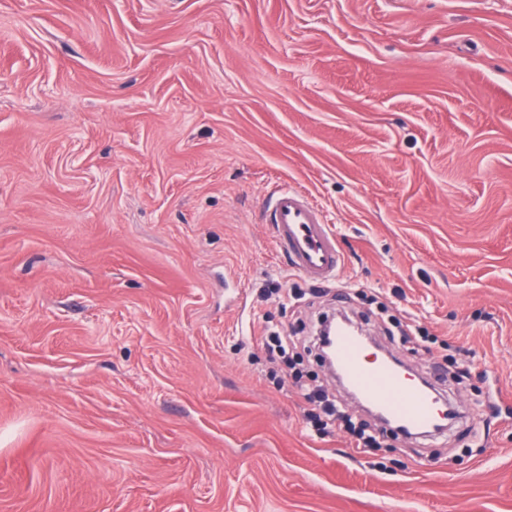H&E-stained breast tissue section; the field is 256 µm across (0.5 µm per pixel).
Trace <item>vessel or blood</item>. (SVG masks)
<instances>
[{
    "mask_svg": "<svg viewBox=\"0 0 512 512\" xmlns=\"http://www.w3.org/2000/svg\"><path fill=\"white\" fill-rule=\"evenodd\" d=\"M266 223L278 254L290 268L316 283L336 279L343 259L336 234L323 211L309 195L279 185L263 205ZM336 360L348 385L364 400L410 429H421L436 418L440 404L436 391H427L406 379L396 368L368 357L357 336L336 338Z\"/></svg>",
    "mask_w": 512,
    "mask_h": 512,
    "instance_id": "1",
    "label": "vessel or blood"
}]
</instances>
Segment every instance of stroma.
Instances as JSON below:
<instances>
[{"instance_id":"stroma-1","label":"stroma","mask_w":512,"mask_h":512,"mask_svg":"<svg viewBox=\"0 0 512 512\" xmlns=\"http://www.w3.org/2000/svg\"><path fill=\"white\" fill-rule=\"evenodd\" d=\"M281 184L336 281L277 255ZM337 310L451 396L444 435L309 429L301 386L346 395L257 336ZM501 390L512 0H0V512H512ZM268 197L263 214L271 224L277 253L289 260L293 271L312 282L336 280L343 259L323 209L298 188L279 185Z\"/></svg>"}]
</instances>
